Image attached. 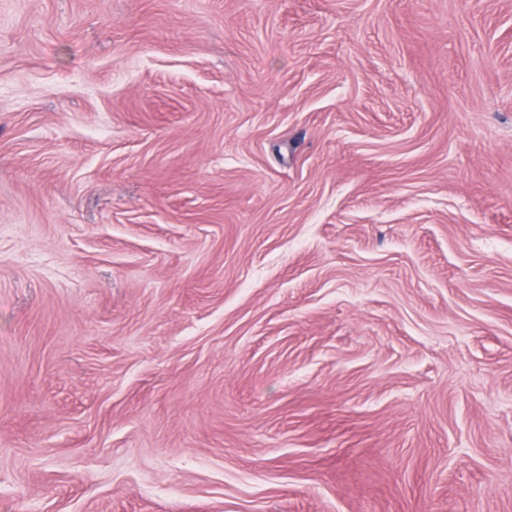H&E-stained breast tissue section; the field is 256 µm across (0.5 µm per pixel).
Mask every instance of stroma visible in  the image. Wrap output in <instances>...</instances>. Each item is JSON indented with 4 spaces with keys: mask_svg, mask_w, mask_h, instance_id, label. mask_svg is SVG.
<instances>
[{
    "mask_svg": "<svg viewBox=\"0 0 512 512\" xmlns=\"http://www.w3.org/2000/svg\"><path fill=\"white\" fill-rule=\"evenodd\" d=\"M0 512H512V0H0Z\"/></svg>",
    "mask_w": 512,
    "mask_h": 512,
    "instance_id": "obj_1",
    "label": "stroma"
}]
</instances>
